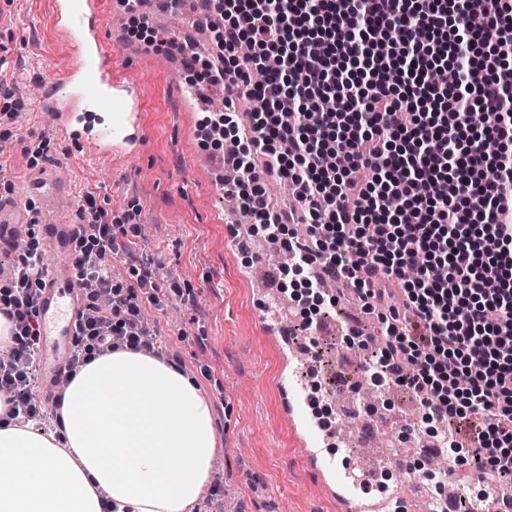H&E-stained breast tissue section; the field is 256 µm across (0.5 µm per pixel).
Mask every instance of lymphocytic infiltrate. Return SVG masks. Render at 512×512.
<instances>
[{
  "instance_id": "f902f5d3",
  "label": "lymphocytic infiltrate",
  "mask_w": 512,
  "mask_h": 512,
  "mask_svg": "<svg viewBox=\"0 0 512 512\" xmlns=\"http://www.w3.org/2000/svg\"><path fill=\"white\" fill-rule=\"evenodd\" d=\"M224 86L215 134L235 146L226 183L256 232L289 253L283 278L315 305L320 273L351 285L365 307L399 284L404 315L368 337L366 368L380 385L417 395L450 463L512 474V0H210ZM456 70L446 88L432 72ZM249 99V124L236 104ZM298 187L272 205L267 180ZM76 273L91 303L71 369L130 344L154 351L141 299L157 301L151 266L123 288L110 272L126 251L94 204L84 208ZM302 224L305 239L285 237ZM31 246L16 251L0 314L14 345L0 361L9 418H39L36 274Z\"/></svg>"
}]
</instances>
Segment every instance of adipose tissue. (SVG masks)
Instances as JSON below:
<instances>
[{
	"label": "adipose tissue",
	"instance_id": "ef3b65f1",
	"mask_svg": "<svg viewBox=\"0 0 512 512\" xmlns=\"http://www.w3.org/2000/svg\"><path fill=\"white\" fill-rule=\"evenodd\" d=\"M0 512H194L218 448L211 404L175 365L124 347L68 382L58 435L8 420Z\"/></svg>",
	"mask_w": 512,
	"mask_h": 512
}]
</instances>
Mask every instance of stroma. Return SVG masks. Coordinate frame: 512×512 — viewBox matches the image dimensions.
I'll return each mask as SVG.
<instances>
[{"mask_svg": "<svg viewBox=\"0 0 512 512\" xmlns=\"http://www.w3.org/2000/svg\"><path fill=\"white\" fill-rule=\"evenodd\" d=\"M53 2L13 0L17 28L0 33V42L13 46L0 59V200L17 194L26 170L63 164L74 189V216L93 196L135 253L151 261L160 302L144 309L158 328L160 355L196 378L211 400L221 441L211 484L215 496L232 490L238 512H344L332 481L307 462L302 432L282 403L281 375L306 382L305 374L264 321L284 313L300 322L301 341L316 345L325 366L334 367L340 328L356 302L353 290L338 291L336 304L322 306L325 329L318 335L306 325L301 304L283 308L260 293L259 284L279 280L280 269L268 257L239 249L234 225L218 220L227 196L213 170L224 145L205 137L204 114L187 95L188 87L204 83L193 72L176 70L166 48L147 59L129 54V47L147 46L154 36L138 14L111 13L102 37L126 52L125 71L142 83V153L128 162L98 158L89 146L68 140L35 104L40 79L72 60ZM378 401L386 407L383 435L390 454L412 446L408 427L429 436L423 424L410 422L417 407L412 394L393 387Z\"/></svg>", "mask_w": 512, "mask_h": 512, "instance_id": "stroma-1", "label": "stroma"}]
</instances>
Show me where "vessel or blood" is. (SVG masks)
Listing matches in <instances>:
<instances>
[{
  "label": "vessel or blood",
  "instance_id": "b4317fda",
  "mask_svg": "<svg viewBox=\"0 0 512 512\" xmlns=\"http://www.w3.org/2000/svg\"><path fill=\"white\" fill-rule=\"evenodd\" d=\"M56 22L73 47L71 64L45 83L38 104L75 140L94 145L104 157L138 156L145 143L144 99L138 78L117 73L119 56L102 37V0H57ZM73 190L62 167L48 164L27 172L12 201L0 203V251L12 252L28 236L33 222L27 203L38 199L42 212L44 264L38 272L35 310L39 328L38 361L43 398L61 387L70 364L74 337L86 308L87 290L76 274L73 242L81 227L70 211Z\"/></svg>",
  "mask_w": 512,
  "mask_h": 512
}]
</instances>
